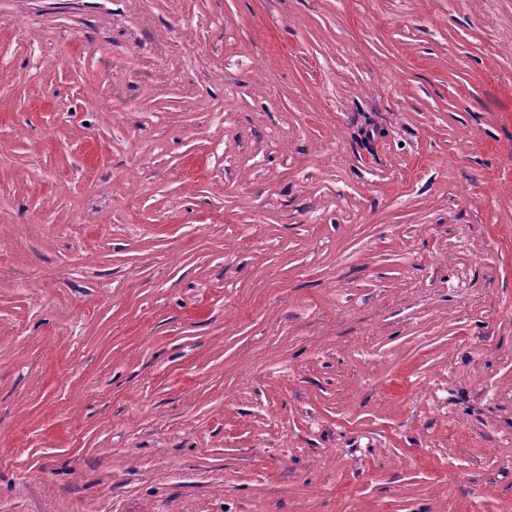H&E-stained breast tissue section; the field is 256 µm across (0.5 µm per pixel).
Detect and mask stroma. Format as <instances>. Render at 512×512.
Segmentation results:
<instances>
[{
    "mask_svg": "<svg viewBox=\"0 0 512 512\" xmlns=\"http://www.w3.org/2000/svg\"><path fill=\"white\" fill-rule=\"evenodd\" d=\"M0 512H512V0H0Z\"/></svg>",
    "mask_w": 512,
    "mask_h": 512,
    "instance_id": "stroma-1",
    "label": "stroma"
}]
</instances>
